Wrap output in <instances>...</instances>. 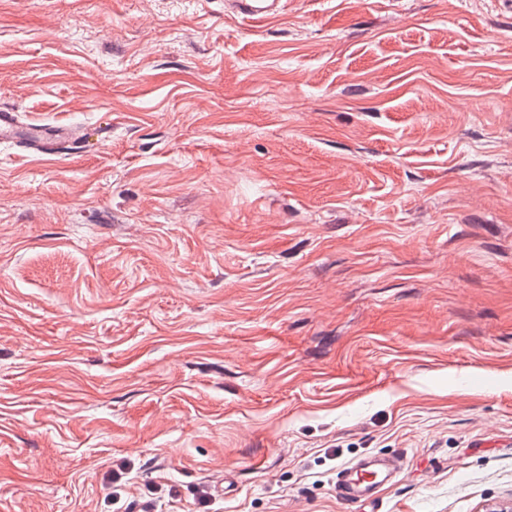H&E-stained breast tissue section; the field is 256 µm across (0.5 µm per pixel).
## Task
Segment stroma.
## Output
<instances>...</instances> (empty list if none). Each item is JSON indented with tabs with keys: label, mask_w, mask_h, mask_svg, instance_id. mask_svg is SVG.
Wrapping results in <instances>:
<instances>
[{
	"label": "stroma",
	"mask_w": 512,
	"mask_h": 512,
	"mask_svg": "<svg viewBox=\"0 0 512 512\" xmlns=\"http://www.w3.org/2000/svg\"><path fill=\"white\" fill-rule=\"evenodd\" d=\"M1 104L111 133L0 143V512L512 502V0H0ZM288 9V0H225L224 11L255 24L274 20ZM399 470L398 461L389 464L362 458L346 470L345 495L353 500H365L378 486L391 482Z\"/></svg>",
	"instance_id": "1"
}]
</instances>
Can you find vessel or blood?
Wrapping results in <instances>:
<instances>
[{
	"mask_svg": "<svg viewBox=\"0 0 512 512\" xmlns=\"http://www.w3.org/2000/svg\"><path fill=\"white\" fill-rule=\"evenodd\" d=\"M287 8L288 0H224L226 13L255 24L274 20ZM80 138L75 126L26 122L13 108L0 107L1 143H20L37 153L53 155L61 147L77 146ZM399 470L396 463L362 458L346 471L345 494L353 500L367 499L378 486L391 482Z\"/></svg>",
	"mask_w": 512,
	"mask_h": 512,
	"instance_id": "b4317fda",
	"label": "vessel or blood"
}]
</instances>
